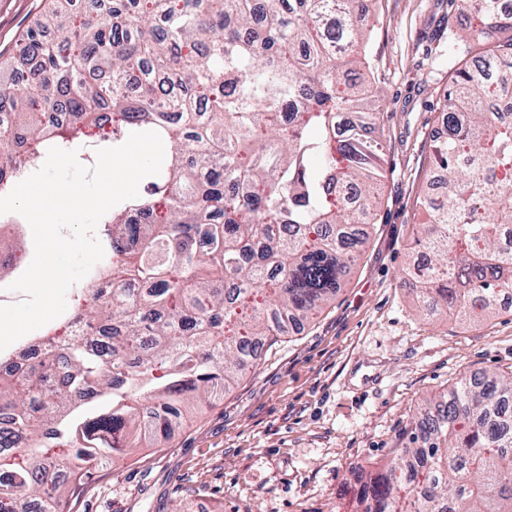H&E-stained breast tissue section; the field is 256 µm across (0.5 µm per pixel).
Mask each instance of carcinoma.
Segmentation results:
<instances>
[{
	"label": "carcinoma",
	"mask_w": 512,
	"mask_h": 512,
	"mask_svg": "<svg viewBox=\"0 0 512 512\" xmlns=\"http://www.w3.org/2000/svg\"><path fill=\"white\" fill-rule=\"evenodd\" d=\"M372 0H48L0 62V194L48 150L155 131L168 167L102 218L89 298L0 353V512H64L103 466L215 403L253 340L322 310L378 208L379 88L359 60ZM475 23L429 157L409 268L418 311L461 321L512 293V11L450 0ZM487 68L472 67V48ZM147 65L176 92L128 77ZM109 394L85 418L79 408ZM394 462L360 472L350 512H512V373L462 374L426 400Z\"/></svg>",
	"instance_id": "1"
}]
</instances>
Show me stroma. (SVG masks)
I'll return each mask as SVG.
<instances>
[{"instance_id":"stroma-1","label":"stroma","mask_w":512,"mask_h":512,"mask_svg":"<svg viewBox=\"0 0 512 512\" xmlns=\"http://www.w3.org/2000/svg\"><path fill=\"white\" fill-rule=\"evenodd\" d=\"M45 0H0L15 54ZM449 0H374L366 60L384 91L382 206L349 278L318 315L263 348L222 401L187 407L164 439L107 466L73 512H336L354 473L387 463L402 429L462 372H512V307L419 317L402 282L416 198L448 87Z\"/></svg>"}]
</instances>
